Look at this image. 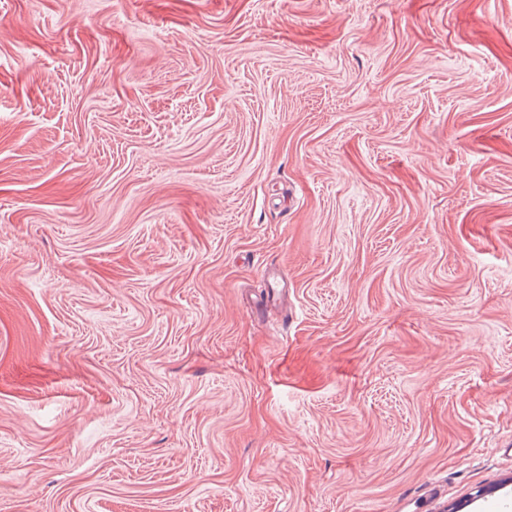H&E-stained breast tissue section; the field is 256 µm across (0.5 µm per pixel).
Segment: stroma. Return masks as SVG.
Here are the masks:
<instances>
[{"label":"stroma","instance_id":"35a3bbf8","mask_svg":"<svg viewBox=\"0 0 512 512\" xmlns=\"http://www.w3.org/2000/svg\"><path fill=\"white\" fill-rule=\"evenodd\" d=\"M512 512V0H0V512Z\"/></svg>","mask_w":512,"mask_h":512}]
</instances>
